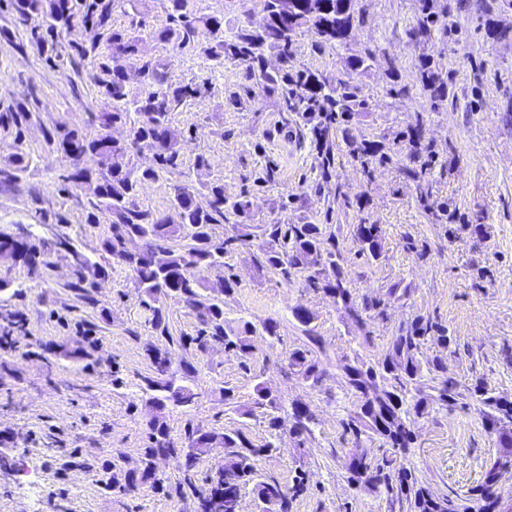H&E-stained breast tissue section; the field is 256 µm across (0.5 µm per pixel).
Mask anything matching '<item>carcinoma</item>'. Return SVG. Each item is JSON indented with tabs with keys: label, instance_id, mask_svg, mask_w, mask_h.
<instances>
[{
	"label": "carcinoma",
	"instance_id": "carcinoma-1",
	"mask_svg": "<svg viewBox=\"0 0 512 512\" xmlns=\"http://www.w3.org/2000/svg\"><path fill=\"white\" fill-rule=\"evenodd\" d=\"M170 2L168 24L159 32L163 42L181 49L203 33L209 41L211 57L245 62L251 67L263 65L269 49L289 59L293 37L302 28L315 29L325 43H345L356 14L355 0H260L266 13L264 27L239 28L226 36L224 20L189 10V0ZM13 6L23 16L41 17L45 29L32 31V37L38 40L52 36L56 24L68 21L75 8L103 30L108 61L96 63L91 82L106 100L107 110L92 116L94 135L68 131L49 137V143L74 162V168L62 180L89 191L92 208L112 217L110 234L103 240L102 250L112 264L128 270L135 287L149 299L153 330L167 334L160 303L168 298L180 300L192 307L201 321L198 335L190 338L197 349L221 344L242 356L252 354L250 336L256 334V328L247 323L233 327L224 318V297L231 296L236 287L233 276H224L209 285L203 273L230 268L226 259L240 248L253 246L255 240L260 241L258 271H274L287 284L293 282L295 273L304 274L305 283L334 298L345 317L367 340L374 326L385 320L388 303L409 294V289L393 284L387 288L386 297L357 303L348 288L345 259L334 233L326 232L322 224H244L240 219L247 215L248 201L224 198V189L219 186L205 191L176 187L170 214L154 215L140 210L136 203L139 183L178 168V133L170 125V112L176 102L195 89L169 84L159 65L147 63L143 74L149 79V89L138 99H128L123 61L137 51V43L119 31L108 30L112 0H80L76 4L72 0H13ZM265 83L268 91L280 92L287 107H300L305 112L319 108L334 115L337 124L357 106L354 87L343 81L332 82L287 70L280 75H265ZM118 122L130 126L131 138L127 143L113 140L108 133L112 124ZM142 142L155 148L156 166L139 172L131 164L130 153ZM351 153L365 166L375 158L391 159L382 143L361 144L353 147ZM26 168L24 154H16L10 167L0 169V183L18 179ZM215 224L230 225V232L222 237L214 235ZM356 237L366 257L381 256L382 238L377 225H357ZM133 238L144 242L143 249L136 253L127 249ZM3 249L25 262L29 260L24 243L11 237L0 239V251ZM72 255L77 267L74 288L81 291L87 276H97L104 268L75 250ZM293 318L305 340L288 351V367L315 388L323 370L314 354L324 352V344L314 332V314L310 310L296 308ZM432 338L444 346L451 342L447 330L418 315L395 330L383 359L371 363L357 356L342 362L344 382L358 401L357 410L343 423L344 430L353 437L345 468L351 481L392 500H405L413 512H470V508L450 497H433L419 484L414 471L393 466V460L386 456L377 459L374 449L366 446L378 440L395 452H406L412 441L410 426L414 418L434 405L453 407L465 397L459 383L448 377L447 365L441 358L436 357L428 362V367H422L419 354ZM147 351L152 375L143 377L139 392L146 403L158 410V415L149 422L142 474L137 479L114 464L110 476L101 480L103 488L126 489L147 482L161 487L162 479L151 469L156 454L164 452L180 459L182 472L188 476L200 456L219 444L225 451L224 465L206 479L205 486L189 484L197 495L201 512H237L241 492L250 484L256 497L275 503L277 512H289L288 492L275 480L262 478L256 470V461L274 449L273 442L256 446L239 430L217 433L197 428L186 432L184 446L174 445L164 411L169 406L188 407L195 403V368L185 359L179 367H173L170 352L153 344L148 345ZM253 392L250 404L238 408L240 414L260 416L273 437L289 428L297 446L305 447L313 422L308 405L296 400L286 411L281 398L259 381ZM471 394L482 405L480 412L486 428L497 435L500 443V450L486 469L483 482L474 489V495L481 502L479 512H505L506 504L496 488L505 475L512 474V405L480 385L474 386Z\"/></svg>",
	"mask_w": 512,
	"mask_h": 512
}]
</instances>
